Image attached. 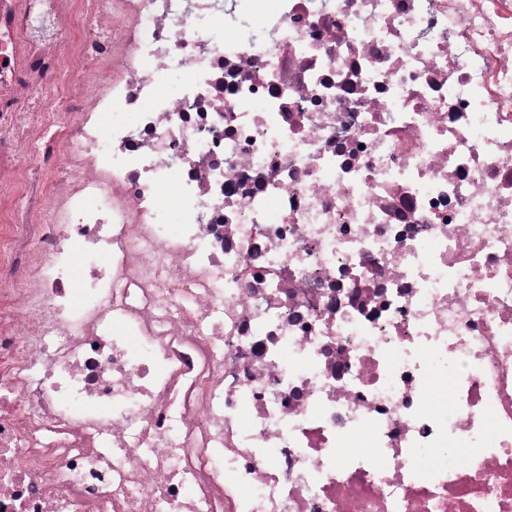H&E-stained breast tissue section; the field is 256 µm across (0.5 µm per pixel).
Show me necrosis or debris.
Wrapping results in <instances>:
<instances>
[{
    "mask_svg": "<svg viewBox=\"0 0 512 512\" xmlns=\"http://www.w3.org/2000/svg\"><path fill=\"white\" fill-rule=\"evenodd\" d=\"M17 190L0 512H512V0H0Z\"/></svg>",
    "mask_w": 512,
    "mask_h": 512,
    "instance_id": "4bbe7bcc",
    "label": "necrosis or debris"
}]
</instances>
